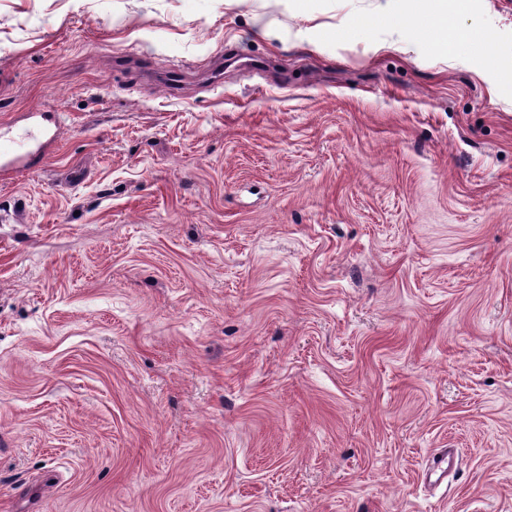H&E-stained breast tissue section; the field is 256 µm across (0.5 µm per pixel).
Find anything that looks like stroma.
I'll return each instance as SVG.
<instances>
[{
	"instance_id": "1",
	"label": "stroma",
	"mask_w": 512,
	"mask_h": 512,
	"mask_svg": "<svg viewBox=\"0 0 512 512\" xmlns=\"http://www.w3.org/2000/svg\"><path fill=\"white\" fill-rule=\"evenodd\" d=\"M400 13L0 0V512H512V0ZM407 1L403 15L409 19L427 17L435 35V48L441 54L453 53L455 48L470 43L485 53L496 49L490 36L464 28L459 17L469 9V0H402ZM0 142L1 167L15 166L32 155L45 154L52 146L51 140L40 142L35 138L30 145H21L16 140H5Z\"/></svg>"
}]
</instances>
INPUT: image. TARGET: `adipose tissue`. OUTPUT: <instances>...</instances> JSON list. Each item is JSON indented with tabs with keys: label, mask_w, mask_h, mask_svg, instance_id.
I'll return each instance as SVG.
<instances>
[{
	"label": "adipose tissue",
	"mask_w": 512,
	"mask_h": 512,
	"mask_svg": "<svg viewBox=\"0 0 512 512\" xmlns=\"http://www.w3.org/2000/svg\"><path fill=\"white\" fill-rule=\"evenodd\" d=\"M468 9L469 0H407L403 14L410 19L424 16L430 20L435 35V48L439 53H453L455 48L466 43L485 53H493L495 45L488 34L460 25L459 18Z\"/></svg>",
	"instance_id": "1"
}]
</instances>
